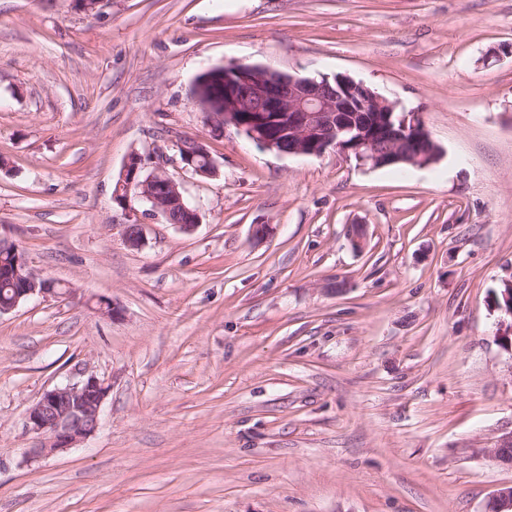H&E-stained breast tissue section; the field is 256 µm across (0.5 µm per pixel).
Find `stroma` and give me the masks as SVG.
<instances>
[{"instance_id": "1", "label": "stroma", "mask_w": 512, "mask_h": 512, "mask_svg": "<svg viewBox=\"0 0 512 512\" xmlns=\"http://www.w3.org/2000/svg\"><path fill=\"white\" fill-rule=\"evenodd\" d=\"M227 63L350 76L441 158L213 133L192 84ZM133 150L194 231L113 203ZM0 238L75 290L0 316V512H486L512 485V0H0ZM82 367L112 385L99 430L23 463L28 407ZM182 152L180 162L185 170L201 177H214L218 174V165L210 154L205 142L200 138L182 140L178 146ZM202 159V162L199 160ZM508 288L502 291V297L497 298L495 306L503 314L500 321V328H502V336H499L507 344L510 342L512 347V281L505 283Z\"/></svg>"}]
</instances>
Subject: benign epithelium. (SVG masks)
<instances>
[{"label": "benign epithelium", "instance_id": "benign-epithelium-1", "mask_svg": "<svg viewBox=\"0 0 512 512\" xmlns=\"http://www.w3.org/2000/svg\"><path fill=\"white\" fill-rule=\"evenodd\" d=\"M206 84L194 97L209 123H224L272 151L288 155L319 156L332 149L373 168L405 163L425 167L437 160V145L419 114L396 113V103L361 82L338 75L330 80L298 78L273 72L257 64L216 65L204 71ZM183 168L201 177H214L218 165L204 140L180 142ZM167 160L156 156L146 163L134 151L127 156L112 200L128 205L135 196L164 217L179 206L186 220L179 224L192 232L199 223L198 209L184 201L180 185L166 171ZM147 239L146 225L124 227L125 243L140 248ZM13 246L14 279L25 283L13 289V299L0 305V315L10 313L33 298L71 296L74 288H52L30 268L24 251ZM503 314L501 339L512 343V281L496 299ZM78 378L44 390L26 412V430L36 445L27 449L32 462L77 448L96 434L102 406L111 385L85 368ZM493 457L512 466V432L492 449ZM488 512H512V486L501 487L489 500Z\"/></svg>", "mask_w": 512, "mask_h": 512}]
</instances>
